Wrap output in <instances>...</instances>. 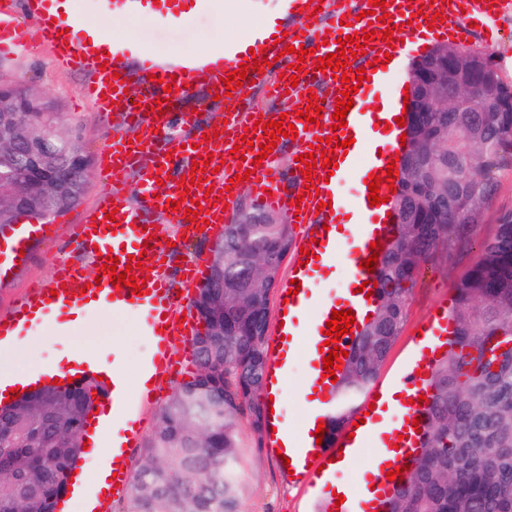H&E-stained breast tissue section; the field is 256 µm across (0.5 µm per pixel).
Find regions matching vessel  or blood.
<instances>
[{
  "label": "vessel or blood",
  "mask_w": 512,
  "mask_h": 512,
  "mask_svg": "<svg viewBox=\"0 0 512 512\" xmlns=\"http://www.w3.org/2000/svg\"><path fill=\"white\" fill-rule=\"evenodd\" d=\"M79 0H0V54L13 55L24 45L47 48L55 63L63 69H76L87 73V81L80 87V95L103 113L121 110L126 118L127 130L112 135L98 157L97 171L104 188L92 215L82 223L73 225L70 241L73 248L83 253L87 264H77L66 259L55 262L49 282L33 284L25 299L17 303L12 311L0 316V343L21 336L34 322L37 315L50 310H78L84 307L85 298L80 290L89 282H98L95 304L115 309H133L143 316V331L152 344V353L143 370L152 380L162 381L170 377L175 359L172 355L176 341L190 340L199 326L193 319L183 316L186 293L199 288L206 278L207 262L202 255L188 257L179 269L183 276V295H175L168 281L165 263L170 248L158 230L160 222L178 225L188 236H196L198 227L204 224L218 226L226 224L225 205L234 199L225 187L235 175L248 174L247 183L256 202L268 209L284 210L299 215L301 223L311 225L314 237L305 241V255L294 256L291 278L301 285L299 293H288L279 288L278 314L284 324L277 328L268 342L269 373L272 379H286L291 363L297 355H304L308 363L307 392L308 408L302 420L300 435L279 437L280 414H271L269 424L273 431L268 436V451H281L289 461V482L301 488H315L324 481L327 472L347 457H358L368 440H375L381 449L372 463L365 487L346 495L343 503L334 499L325 502L326 512H381L393 484L386 474L390 467L412 464L413 454L403 450L392 452L391 446L397 436L410 429V422L422 417L424 409L419 406V396L428 394L422 376L416 367H407L398 378L397 386L402 394L399 401L400 416L397 420L372 425L346 424L343 434L335 439H317L315 432L319 423L329 422L336 405V391L330 379L324 378L321 346L325 340L323 331L333 311H351L356 323H363L372 305L365 293L360 292L362 282L375 281V273L362 268L361 263L371 255L370 245L377 242L387 244L391 227L382 218L368 224L340 225L339 207L334 206L336 186L329 183L328 169L316 168L317 181L313 189L304 193L299 207H292L290 197L281 192V183L288 178L302 180V163H295L292 170L282 171L278 164L280 149H273L264 161H257L252 145L268 143L263 130L257 129L256 121L286 118L294 124L295 133L287 137V144L296 146L298 153L308 154L316 138L337 134L339 139L350 138L354 132L381 129L385 120L376 112L364 109V98L372 87L363 82L353 96V106L346 115V126L332 128L331 116L335 111L340 91L345 90V78L332 75L331 71H318L320 57L336 52L337 38H343L365 28L379 32L383 26H403L406 38L431 30L434 37L467 40L470 24L477 17L490 16L499 11L495 0H386V22H368L362 11L368 10V0H323L319 13H310V0H287L288 9L295 15V22L287 33L268 31L266 26L256 28L249 41L254 49H265L271 65L264 71L248 70L242 88L227 90L223 78L227 73L239 69L245 62L246 53L235 46L226 45L212 52L198 65L183 62L161 61L147 49L127 38L107 39L99 29L89 24L68 28L66 14H78ZM216 0H97L98 10L103 14L123 17L149 16L159 21L175 20L183 15L185 5H194L203 10L215 5ZM422 8L420 16H413L414 8ZM442 13L441 23L429 24V16ZM304 46L309 54L298 58L297 54L285 53V46ZM389 47L382 38L365 42L363 53L352 58L347 67L346 78H356L359 63H371L383 58ZM138 56L141 75L148 82L142 93L130 98L121 96V89L129 85L130 75L125 71V60ZM301 64V83L291 86L289 77L294 64ZM313 83L325 86L330 91L329 99L322 102V115L318 122L308 123L299 119L300 110L307 100L301 86ZM208 87L210 95L204 100L207 107L223 109L225 121L217 127L218 137L206 140L205 126L198 114L186 107L184 101L190 87ZM172 86L171 99L165 102L166 112L155 116L152 106L162 95L164 86ZM261 88L266 97L279 102L280 109L274 113H260L251 107L247 96L253 88ZM229 94L238 101V108L224 110L221 94ZM139 135V143H132L131 135ZM155 150L151 166L144 167L140 158L144 151ZM211 158L218 166V173H204L203 188L215 187L216 195L197 194L201 204L198 215H184L183 211H172L171 201L180 200L184 187L180 180L189 175L191 165L204 158ZM391 153L363 160L361 153L351 155L342 173L354 175L359 166L368 172L386 175ZM137 175L140 183V199L137 204L128 203L118 193V185L129 175ZM114 213V221H107V213ZM54 231L50 224H29L11 242H0V286L9 284L15 270L27 262L26 255L34 244L51 237ZM350 241L346 252L349 287L346 293L323 304L316 313H309V303L316 280L322 268L336 258V250L342 241ZM116 256L117 272L131 271L132 275L146 282L148 292L139 296L132 288H114L102 269L108 256ZM140 256L141 264L130 267V256ZM99 391L103 402L113 412L122 414L126 426L118 432L112 443V469L116 471L117 495H126L132 481L127 470V451L136 447L139 436V420L136 409L128 402L123 384L118 380L101 382Z\"/></svg>",
  "instance_id": "obj_1"
}]
</instances>
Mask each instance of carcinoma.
I'll return each mask as SVG.
<instances>
[{
    "mask_svg": "<svg viewBox=\"0 0 512 512\" xmlns=\"http://www.w3.org/2000/svg\"><path fill=\"white\" fill-rule=\"evenodd\" d=\"M448 44L417 59L412 89L448 70ZM485 90L493 112H415L410 155L394 195L398 222L378 272L377 300L338 383L333 433L347 423L377 378L406 322L407 292L422 267L478 248L456 284L453 337L432 365L425 432L414 466L385 512H512V208L493 236L480 211L497 175L512 168V83ZM455 135L448 136V126ZM226 224L214 251L224 255L223 345L193 338L197 374L179 385L144 446L122 512H240L250 449L262 447L261 392L273 285L291 227ZM98 386H44L0 407V512H54L83 454L81 434ZM247 423L249 437L241 424ZM40 430L28 442L21 432Z\"/></svg>",
    "mask_w": 512,
    "mask_h": 512,
    "instance_id": "carcinoma-1",
    "label": "carcinoma"
}]
</instances>
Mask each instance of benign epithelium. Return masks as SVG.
<instances>
[{
	"label": "benign epithelium",
	"mask_w": 512,
	"mask_h": 512,
	"mask_svg": "<svg viewBox=\"0 0 512 512\" xmlns=\"http://www.w3.org/2000/svg\"><path fill=\"white\" fill-rule=\"evenodd\" d=\"M497 72L492 53L474 50L448 52V82L423 84L426 95L440 112H481L478 91ZM28 112L59 116L58 106L43 91L25 84H0V147L22 157L25 186L4 192L0 186V210L36 213L41 218L79 204L88 180L89 159L84 147L76 151L55 149L54 126L28 136L22 116Z\"/></svg>",
	"instance_id": "7a95c632"
}]
</instances>
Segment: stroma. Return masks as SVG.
<instances>
[{"mask_svg":"<svg viewBox=\"0 0 512 512\" xmlns=\"http://www.w3.org/2000/svg\"><path fill=\"white\" fill-rule=\"evenodd\" d=\"M79 2L90 23L115 36L135 37L164 59H179L188 54L203 55L224 43L239 41L244 31L270 15L283 22L288 19L284 0H254L247 11L242 9L239 0H219L210 10L190 11L169 25L149 18L101 15L97 12L95 0ZM504 2V7L491 22L495 30L494 41L475 40L471 46L492 52L502 69L503 79L512 82V0ZM0 80L33 85L54 98L59 104L63 123L78 130L89 157H96L111 133L125 128L122 115H103L94 105L79 98L78 90L85 81L84 73L59 68L46 48L34 46L13 56H0ZM98 192L97 177L89 176L80 204L52 216L51 221L57 226L55 238L46 240L36 249L33 259L10 287L0 288V315L25 297L30 282L49 280L57 259L72 256L68 240L70 227L81 223L96 205ZM468 265L465 258L426 265L420 277L410 285L403 331L375 380L376 386L392 384L403 367L416 362L422 344L420 330L425 329L436 314L450 311L456 284ZM30 345L33 361L37 364L57 360L77 346L92 352L99 361L131 367L144 360L150 352L139 316L104 308L81 318L70 333L57 334L49 328L33 333ZM196 371L194 362L185 363L180 372L159 383L158 398L153 403H142L136 394H129V401L141 408V439H148L154 432L158 417L175 388L190 380ZM307 374L304 357H297L288 375V392L281 414L282 420L292 428L301 423L305 408L302 391ZM319 504L316 493L284 482L276 460L266 448L252 450L241 512H316Z\"/></svg>","mask_w":512,"mask_h":512,"instance_id":"obj_1","label":"stroma"}]
</instances>
